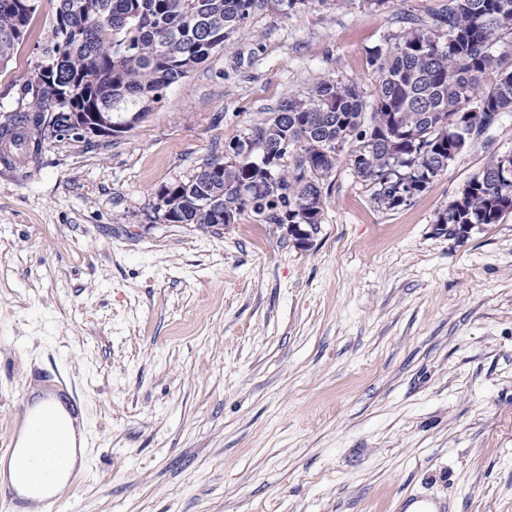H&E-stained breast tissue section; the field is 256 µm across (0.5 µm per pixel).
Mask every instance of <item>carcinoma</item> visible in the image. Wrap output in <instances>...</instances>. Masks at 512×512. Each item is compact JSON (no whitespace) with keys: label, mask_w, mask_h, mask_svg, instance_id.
Listing matches in <instances>:
<instances>
[{"label":"carcinoma","mask_w":512,"mask_h":512,"mask_svg":"<svg viewBox=\"0 0 512 512\" xmlns=\"http://www.w3.org/2000/svg\"><path fill=\"white\" fill-rule=\"evenodd\" d=\"M311 0H56L35 78L0 138L23 126L34 155L47 118L111 115L125 128L159 103L259 10L293 11ZM38 0H0V66L22 43ZM408 28L372 56L371 99L354 83L318 81L283 100L273 116L233 140L235 159L206 161L193 176L162 189L165 224H233L250 209L266 224L323 222L326 181L347 154L394 210L440 177L504 112H512V0H448L407 17ZM491 81H486L487 77ZM512 156L491 159L464 184L436 224L464 237L475 224L512 213Z\"/></svg>","instance_id":"1"}]
</instances>
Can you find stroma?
<instances>
[{
	"instance_id": "35a3bbf8",
	"label": "stroma",
	"mask_w": 512,
	"mask_h": 512,
	"mask_svg": "<svg viewBox=\"0 0 512 512\" xmlns=\"http://www.w3.org/2000/svg\"><path fill=\"white\" fill-rule=\"evenodd\" d=\"M443 0L261 10L130 127L0 165V452L33 367L82 402L71 512H512V214L459 239L436 219L512 112L394 210L340 159L307 247L254 212L163 223L187 179L324 78L371 94L372 54ZM39 0L0 68L18 106L50 34ZM396 510L398 512H446V507L435 498L419 495L402 501Z\"/></svg>"
}]
</instances>
